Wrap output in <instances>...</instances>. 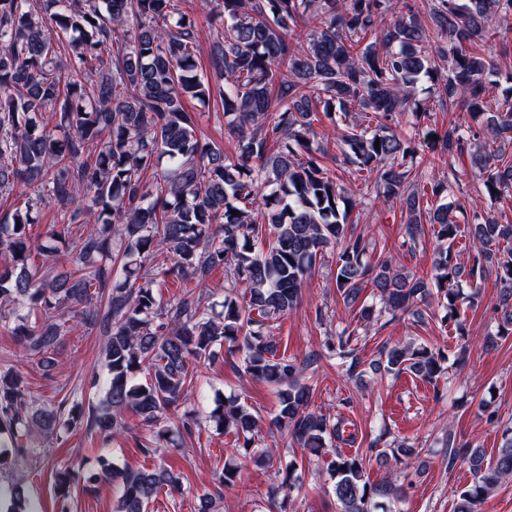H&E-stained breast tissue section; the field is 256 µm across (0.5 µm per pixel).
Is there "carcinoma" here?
Listing matches in <instances>:
<instances>
[{
    "instance_id": "obj_1",
    "label": "carcinoma",
    "mask_w": 512,
    "mask_h": 512,
    "mask_svg": "<svg viewBox=\"0 0 512 512\" xmlns=\"http://www.w3.org/2000/svg\"><path fill=\"white\" fill-rule=\"evenodd\" d=\"M182 4L0 0V193L21 187L27 196L24 207L0 216V326L50 371L65 324L79 318L104 337L106 368L101 398L87 404L73 391L58 402L36 398L22 373L0 370V512H34L18 470L54 435H116L131 412L147 427L144 455L163 458L200 427L180 413L193 390L190 367L222 347L243 355L249 380L275 391L272 426L283 446L318 454L354 442L341 417L310 407L307 373L316 360L279 353L271 335V321L296 307L329 249L336 297L367 326L419 304H435L445 311L442 322L455 321L459 304H477L493 274L502 290L499 332L512 334V223L474 215L467 263L460 262L457 206L443 201L451 181L411 186L412 171L430 163L416 135L396 131L411 117V128L421 126L427 108L413 98L415 87L447 70L440 97L483 118L478 129L453 125L444 133L448 174L457 177L456 158L466 154L490 199H512V93L494 108L488 103L500 71L485 51L490 42L512 50V0H430L428 28L417 0H214L209 15L220 31L210 50L212 81L200 63L197 17ZM194 100L221 105L237 158L198 136ZM319 111L336 129L344 172L364 183L375 176L382 197L405 204L409 241L418 243L430 225L431 274L372 261L370 242L349 232L365 197L312 148ZM427 194L439 204L423 205ZM52 203L61 210L48 243L36 245L28 235L39 220L34 207ZM79 215L88 230L77 236ZM61 246L71 255L66 271L55 262ZM159 256L170 266L153 265ZM219 266L218 312L190 294L166 301L157 288L161 274L200 280ZM463 279L475 284L468 295L458 288ZM336 339L329 357L350 378L410 372L433 382L443 371L426 344L385 347L366 364L355 332ZM205 421L234 434L246 462L269 466L258 412L217 398ZM410 457L400 442L382 464L394 472ZM300 461L275 477L271 512H287ZM459 461L473 480L458 492L454 512H479L512 481V427L493 458L482 448L448 446V465ZM241 471L224 464L218 484H235ZM329 473L336 512H391L400 496L388 481L370 483L357 453H334ZM103 481L118 493L115 512H150L162 489H181L162 464L135 469L103 459L100 471L82 477L61 466L52 470L60 512L78 484L90 490ZM221 503V493H206L197 512H222Z\"/></svg>"
}]
</instances>
